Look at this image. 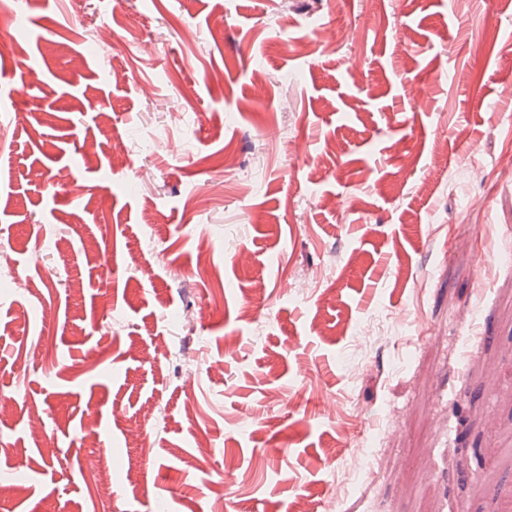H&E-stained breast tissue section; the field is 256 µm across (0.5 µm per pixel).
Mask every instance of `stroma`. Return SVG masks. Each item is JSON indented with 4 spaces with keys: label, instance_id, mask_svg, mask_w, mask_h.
<instances>
[{
    "label": "stroma",
    "instance_id": "stroma-1",
    "mask_svg": "<svg viewBox=\"0 0 512 512\" xmlns=\"http://www.w3.org/2000/svg\"><path fill=\"white\" fill-rule=\"evenodd\" d=\"M510 155L512 0H0V512H512Z\"/></svg>",
    "mask_w": 512,
    "mask_h": 512
}]
</instances>
